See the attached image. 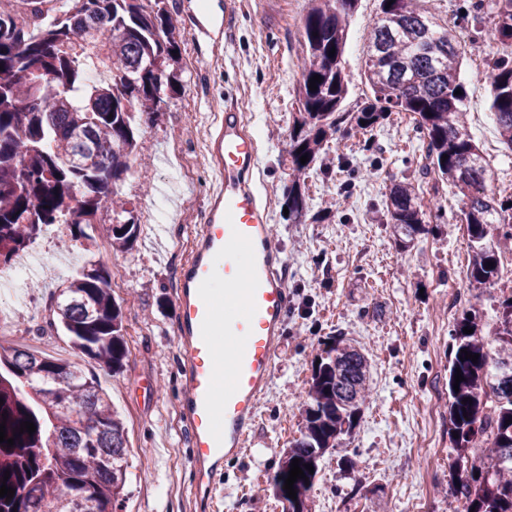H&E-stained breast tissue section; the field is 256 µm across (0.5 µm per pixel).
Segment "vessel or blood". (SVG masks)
Masks as SVG:
<instances>
[{
	"label": "vessel or blood",
	"mask_w": 512,
	"mask_h": 512,
	"mask_svg": "<svg viewBox=\"0 0 512 512\" xmlns=\"http://www.w3.org/2000/svg\"><path fill=\"white\" fill-rule=\"evenodd\" d=\"M208 154L219 183L176 289L181 413L201 488L247 445L289 306L270 206L250 181L259 149L236 108L218 119Z\"/></svg>",
	"instance_id": "1"
}]
</instances>
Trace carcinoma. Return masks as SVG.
<instances>
[{"label": "carcinoma", "mask_w": 512, "mask_h": 512, "mask_svg": "<svg viewBox=\"0 0 512 512\" xmlns=\"http://www.w3.org/2000/svg\"><path fill=\"white\" fill-rule=\"evenodd\" d=\"M23 2V16L0 12V266L47 224L67 225L76 239H90L88 230H97L110 247L126 249L140 225L128 203L116 199L117 182L131 171L136 117L157 111L162 87H180L168 0H69L68 10L48 22L52 0ZM357 2L311 0L304 20L305 61L283 195L287 219L305 222L306 175L342 123L367 135L371 150V134L387 114L408 112L423 135L426 170L463 196L469 283L489 288L512 257V196H497L463 120L466 88L457 32L439 29L417 0H381L366 61L374 102L343 112L348 89L341 59ZM492 33L512 48V0H495ZM91 48L112 73L110 82L88 79L83 56ZM315 75L321 82L311 91ZM489 78L490 109L502 142L512 149V52L492 62ZM109 207L112 223H99ZM385 211L398 244L407 247L429 233L412 184L391 183ZM53 322L69 337L75 360L19 347L0 350V423L14 439L11 447L0 443V486L15 490L12 498H0V512H119L129 466L126 425L80 364L89 357L117 371L129 355L109 270L90 260L63 281ZM465 327L473 333H463ZM488 335L492 340L481 335L477 317L465 316L455 324L448 352V434L458 433L457 459L469 463L464 473L452 475L462 512H512V295L499 301ZM464 350L479 355L477 362L459 359ZM318 360L300 437L272 478L279 498L288 502L283 512H310L308 492L319 461L350 433L367 398L369 362L359 348L330 336ZM458 369L464 381L456 391ZM25 421L36 426L33 434L20 432ZM295 458L306 479L293 484L291 499L283 486Z\"/></svg>", "instance_id": "obj_1"}]
</instances>
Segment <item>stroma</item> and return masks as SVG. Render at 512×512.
Returning a JSON list of instances; mask_svg holds the SVG:
<instances>
[{
    "mask_svg": "<svg viewBox=\"0 0 512 512\" xmlns=\"http://www.w3.org/2000/svg\"><path fill=\"white\" fill-rule=\"evenodd\" d=\"M226 0H175L181 88L162 89L156 112L143 116L130 173L119 182L140 226L131 249H104L101 239H38L48 255L70 249L59 280L96 257L111 271L131 352L117 372L85 359L110 393L128 428V494L122 512H283L271 478L300 435L312 369L327 337L360 346L370 368L369 401L339 447L327 449L309 493L311 512H455L448 435V347L463 313L496 320L512 294V274L490 288H471L452 261L468 246L462 196L424 174L425 151L413 118L390 113L375 131L376 150L361 135L334 134L308 178L309 219L289 223L282 210L288 182L294 89L301 78L309 0H235L232 33H224ZM463 0H419L439 26L458 23L468 128L488 163L492 186L512 194V150L501 142L484 74L503 49L491 35L492 0L481 26L461 20ZM381 0H359L347 23L341 68L348 82L344 111L371 97L365 70L367 34ZM241 112L259 146L254 181L266 193L276 240L288 260L289 306L274 373L242 455L226 460L212 501L193 494L189 433L181 415L182 366L176 341L175 291L181 265L210 193L217 185L207 153L209 133L226 107ZM413 184L429 234L409 247L384 222L392 181ZM27 303L16 331L0 345L55 359L72 356L67 336L51 325L56 282L22 279ZM434 440L431 458L421 439Z\"/></svg>",
    "mask_w": 512,
    "mask_h": 512,
    "instance_id": "obj_1",
    "label": "stroma"
}]
</instances>
